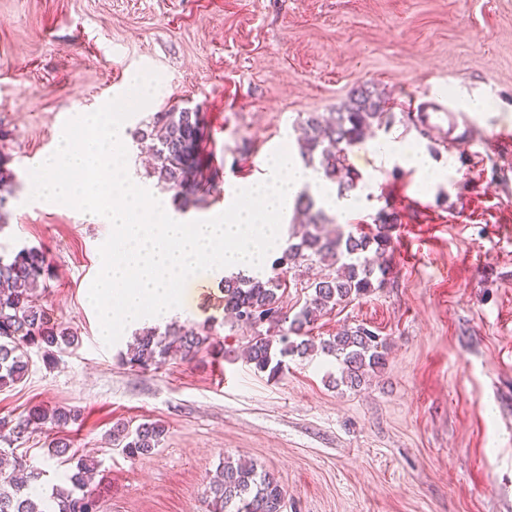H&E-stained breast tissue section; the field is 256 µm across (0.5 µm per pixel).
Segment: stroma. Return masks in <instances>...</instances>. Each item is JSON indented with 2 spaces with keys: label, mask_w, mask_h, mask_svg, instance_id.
<instances>
[{
  "label": "stroma",
  "mask_w": 512,
  "mask_h": 512,
  "mask_svg": "<svg viewBox=\"0 0 512 512\" xmlns=\"http://www.w3.org/2000/svg\"><path fill=\"white\" fill-rule=\"evenodd\" d=\"M161 95L130 117L202 112L211 182L184 221L227 209L279 147L297 152L307 114L330 116L352 89L380 94L390 115L353 147L361 181L353 230L393 214L382 288L321 317L315 335L364 325L387 338L385 366L362 387H331L334 358H293L275 379L241 351L252 337L224 317L220 279L186 283L178 324L211 327L228 357L199 354L141 370L122 364L130 335L105 345L88 299L110 225L31 201L29 171L65 122L125 93L141 71ZM493 103L465 124L411 123L428 101ZM0 150L15 191L0 253L42 246L54 277L44 304L77 332L56 367L39 353L19 384L0 390V418L35 405L79 410L71 452L99 462L100 512H203L224 457L273 473L285 512H512V0H0ZM399 141L430 161L422 186ZM160 421L156 453L131 460L107 436L118 422ZM43 434L22 447L38 488L62 484ZM375 148L380 157L386 161L391 159L394 154H401L405 158L408 166L416 167L421 170L426 178V186L434 182L435 177L430 170L429 164H427V159L424 156H419L416 151L408 146L401 145L397 142H386L382 145H376Z\"/></svg>",
  "instance_id": "obj_1"
}]
</instances>
